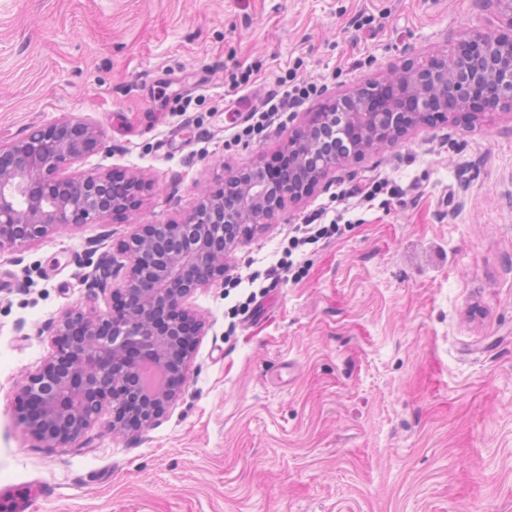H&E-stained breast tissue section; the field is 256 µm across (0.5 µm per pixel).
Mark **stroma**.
Segmentation results:
<instances>
[{
	"label": "stroma",
	"instance_id": "35a3bbf8",
	"mask_svg": "<svg viewBox=\"0 0 512 512\" xmlns=\"http://www.w3.org/2000/svg\"><path fill=\"white\" fill-rule=\"evenodd\" d=\"M499 33L481 0H0V145L64 120L97 148L69 175L139 177L135 207L0 248V485L42 480L30 512H512V110L410 127L285 198L226 273L285 257L313 213L339 235L248 285L197 289L205 323L176 399L65 446L22 422L21 380L69 309H112L121 244L284 149L336 98ZM314 85L263 138L217 126L240 87Z\"/></svg>",
	"mask_w": 512,
	"mask_h": 512
}]
</instances>
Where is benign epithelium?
Here are the masks:
<instances>
[{
	"mask_svg": "<svg viewBox=\"0 0 512 512\" xmlns=\"http://www.w3.org/2000/svg\"><path fill=\"white\" fill-rule=\"evenodd\" d=\"M486 6L498 11L507 32L466 33L452 57L437 60L431 72L408 70L386 83L400 89L399 97L375 103L359 92L342 97L328 129L356 122L365 133L355 148L358 155L389 140L381 126L401 109V100L448 110V88L459 76L465 79L460 105H466L470 95L483 99L488 111L512 104V0H486ZM97 142L93 126L66 120L52 126L49 136L37 129L0 148V248L21 250L61 227L94 224L123 208L124 194L144 186L131 177L123 182L124 192L117 194L109 191L113 179L108 173L78 179L56 176ZM288 146L296 157V172L310 176L312 184L336 167V159L321 158L318 132ZM260 169H252L253 176L241 180L232 194L222 188L211 192L183 222L152 224L130 237L123 245L129 255L125 285L117 292L130 299L122 316L73 308L61 317L53 331V355L24 379L17 395L28 404V427L46 446L82 434L112 402V389L138 385L136 373L142 364L150 362L166 373L175 353L181 360L180 373H185L203 329L189 300L195 290L224 281V258L234 247L224 230L250 222L257 213L269 224L281 207ZM168 307L192 321L193 330L185 332L179 324L158 326L157 312ZM149 393L152 403L141 412L135 428L150 426L177 395L165 382Z\"/></svg>",
	"mask_w": 512,
	"mask_h": 512,
	"instance_id": "benign-epithelium-1",
	"label": "benign epithelium"
}]
</instances>
